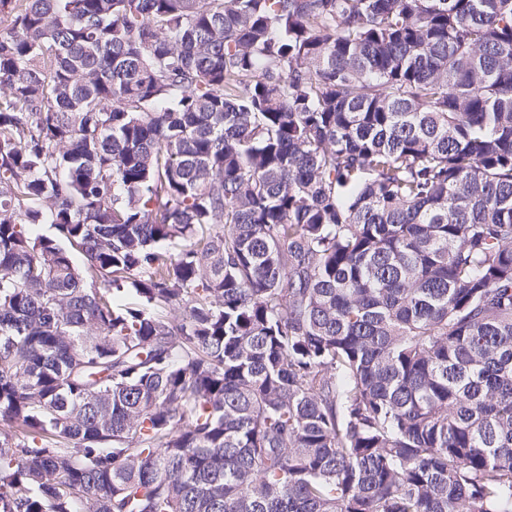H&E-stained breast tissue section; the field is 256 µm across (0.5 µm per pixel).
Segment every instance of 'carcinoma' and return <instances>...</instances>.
Listing matches in <instances>:
<instances>
[{"label": "carcinoma", "instance_id": "1", "mask_svg": "<svg viewBox=\"0 0 512 512\" xmlns=\"http://www.w3.org/2000/svg\"><path fill=\"white\" fill-rule=\"evenodd\" d=\"M0 512H512V0H0Z\"/></svg>", "mask_w": 512, "mask_h": 512}]
</instances>
